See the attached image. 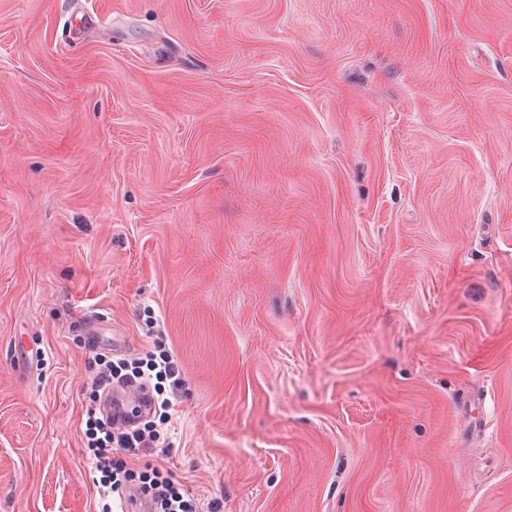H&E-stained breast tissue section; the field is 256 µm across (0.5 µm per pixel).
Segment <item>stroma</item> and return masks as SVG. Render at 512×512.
Masks as SVG:
<instances>
[{
  "label": "stroma",
  "mask_w": 512,
  "mask_h": 512,
  "mask_svg": "<svg viewBox=\"0 0 512 512\" xmlns=\"http://www.w3.org/2000/svg\"><path fill=\"white\" fill-rule=\"evenodd\" d=\"M93 310L220 512H512V0H0V512L97 510Z\"/></svg>",
  "instance_id": "1"
}]
</instances>
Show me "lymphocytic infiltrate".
Returning <instances> with one entry per match:
<instances>
[{"label":"lymphocytic infiltrate","instance_id":"1","mask_svg":"<svg viewBox=\"0 0 512 512\" xmlns=\"http://www.w3.org/2000/svg\"><path fill=\"white\" fill-rule=\"evenodd\" d=\"M90 361L95 369L85 386L90 403L86 407L84 447L93 472L100 475L95 483L99 512H116L118 500L134 481L153 512H219L218 502L201 503L163 465L171 454L165 437L180 413L186 390L185 373L177 356L157 341L152 350L134 360L96 352ZM135 381L148 390L150 410L132 426L115 425L96 402L112 386ZM148 455L152 463L143 471H134L132 461Z\"/></svg>","mask_w":512,"mask_h":512}]
</instances>
